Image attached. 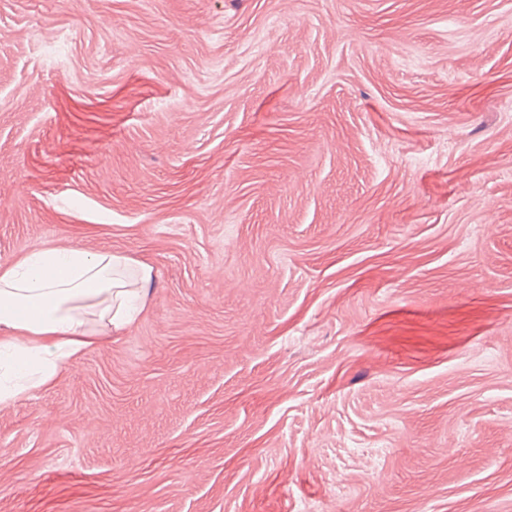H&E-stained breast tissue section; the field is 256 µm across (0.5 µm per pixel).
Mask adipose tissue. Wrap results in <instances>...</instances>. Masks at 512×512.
I'll return each mask as SVG.
<instances>
[{
    "label": "adipose tissue",
    "instance_id": "obj_1",
    "mask_svg": "<svg viewBox=\"0 0 512 512\" xmlns=\"http://www.w3.org/2000/svg\"><path fill=\"white\" fill-rule=\"evenodd\" d=\"M149 265L109 251L41 247L0 266V405L46 385L105 328L129 325Z\"/></svg>",
    "mask_w": 512,
    "mask_h": 512
}]
</instances>
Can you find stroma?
<instances>
[{"label": "stroma", "instance_id": "1", "mask_svg": "<svg viewBox=\"0 0 512 512\" xmlns=\"http://www.w3.org/2000/svg\"><path fill=\"white\" fill-rule=\"evenodd\" d=\"M128 327L0 407V512H512V0H0V265Z\"/></svg>", "mask_w": 512, "mask_h": 512}]
</instances>
